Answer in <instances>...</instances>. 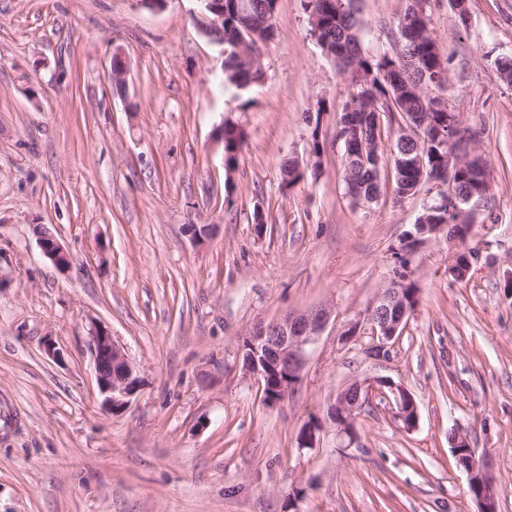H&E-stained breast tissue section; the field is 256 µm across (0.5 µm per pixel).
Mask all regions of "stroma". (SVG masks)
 <instances>
[{
    "label": "stroma",
    "mask_w": 512,
    "mask_h": 512,
    "mask_svg": "<svg viewBox=\"0 0 512 512\" xmlns=\"http://www.w3.org/2000/svg\"><path fill=\"white\" fill-rule=\"evenodd\" d=\"M365 52L390 51L406 0H355ZM448 0L430 27L450 60L448 102L493 179L453 280V244L410 259L419 302L393 355L345 324L387 284L392 248L424 196L364 208L343 189L336 114L350 93L308 34L301 0H277L263 80L240 91L197 24L196 0H0V512H476L451 453L460 427L512 512V0ZM128 60L125 94L108 79ZM330 106L318 167L306 111ZM247 139L233 174L216 141L225 118ZM268 222H253L254 210ZM73 258L57 268L36 226ZM206 227V241L196 229ZM329 310L301 380L267 405L239 360L243 336L289 314ZM106 326L141 380L102 409L90 328ZM54 342L62 360L47 356ZM388 378L414 397L405 430L373 394L345 446L329 417L355 381ZM314 447L298 445L309 421Z\"/></svg>",
    "instance_id": "stroma-1"
}]
</instances>
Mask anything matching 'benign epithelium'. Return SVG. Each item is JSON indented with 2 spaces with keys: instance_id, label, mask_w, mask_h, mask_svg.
<instances>
[{
  "instance_id": "1",
  "label": "benign epithelium",
  "mask_w": 512,
  "mask_h": 512,
  "mask_svg": "<svg viewBox=\"0 0 512 512\" xmlns=\"http://www.w3.org/2000/svg\"><path fill=\"white\" fill-rule=\"evenodd\" d=\"M198 2V19L206 23L200 31L208 37L212 30L224 24V0H198ZM127 71L128 63L125 56L120 52L113 53L108 70L111 83L125 86ZM447 79L448 72L444 67L430 78V81L435 84L434 90L430 93V109L447 107L445 96ZM426 124L427 118L423 114L411 112L395 129V134L403 141L412 140L418 144L426 132ZM439 138L448 144L452 155L456 156L461 164L472 161L471 152L468 150V144L472 143V140L456 134L451 127L446 132H440ZM455 186L454 175L450 172L447 183L432 185L428 193H437L448 201V215H458L456 223L460 224L467 217L468 211L461 209ZM436 212H438L437 208L427 207L425 213L418 218V222L425 224V232L432 238L445 236L446 230V225L432 222ZM426 241L425 237L416 239L404 237L395 248L396 254L412 256ZM38 244L42 253L58 268L65 269L71 265L70 254L53 235L38 236ZM401 277V272L394 270L389 286L378 294L364 313L349 323L341 336L343 342L348 343L360 334H368L371 336L368 353L379 359L391 357L396 340L405 327L408 317L415 310L403 295ZM329 317L330 313L325 309L290 315L261 325L243 337L240 354L244 370L253 377L258 389L263 391L267 402L272 404L278 402L298 384L302 368L306 363L307 348L323 333ZM90 352L98 393L102 397V407L110 413H118L126 408L131 397L140 387V379L135 367L123 348L113 339L112 334L100 325L92 329ZM273 374L286 376V380L282 381L278 387L276 395L270 392L269 386V379ZM369 389L368 384L358 381L351 383L337 396L336 403L330 409L332 421L339 432L348 437L351 442L357 438L355 418L369 400ZM375 390L383 397L393 400L396 419L402 422L403 428L411 430L416 426L417 406L405 387L388 379H378L375 381ZM451 449L453 456L457 459L464 454L476 453V450L471 448L468 434L461 431L452 435ZM465 471L468 474V484L479 486L477 494L473 495V500L478 507L477 512H497L496 495L493 488L486 483L485 471L473 464L466 467Z\"/></svg>"
}]
</instances>
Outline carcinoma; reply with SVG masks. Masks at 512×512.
<instances>
[{
  "instance_id": "1",
  "label": "carcinoma",
  "mask_w": 512,
  "mask_h": 512,
  "mask_svg": "<svg viewBox=\"0 0 512 512\" xmlns=\"http://www.w3.org/2000/svg\"><path fill=\"white\" fill-rule=\"evenodd\" d=\"M235 0H224V32L217 33L218 41L224 44V78L235 87L245 90L262 81L264 72L261 66L251 67L244 63L235 45L246 41L251 53L259 56L261 46L273 39L275 29L273 16L276 0H249V13L238 12ZM311 9L321 14L320 34L309 30L310 36L336 46L337 64L350 78L352 91L343 103L336 119V137L345 143L351 135V129L345 123L346 112L350 104L359 102L354 109L361 134L371 139L384 138L391 133L393 126L403 119L407 112H424L428 101L418 87L421 75L431 73L440 66L435 53L437 41L433 37L419 39L422 28L430 24V16L423 18L403 13L398 20L399 34H408L405 38L408 58L417 62L418 67L404 71L399 75L395 63L386 53L376 55L362 53L359 40L360 25L353 7V0H336L331 6L329 0H303V10ZM455 118L454 108L449 111L434 110L428 122L427 142L422 147L428 150L427 168L424 173L414 171L401 173L406 154L414 146L400 144L393 140L389 165L396 176L393 177V200L397 203L415 195L412 188L418 182L438 183L448 178V166L452 161L447 148L435 145V135L439 130L448 129V123ZM247 137L246 129L237 121L224 120V165L235 169L239 155ZM352 181L364 188V194L379 196L385 186L379 177L376 164H358L351 167V175L343 181Z\"/></svg>"
}]
</instances>
